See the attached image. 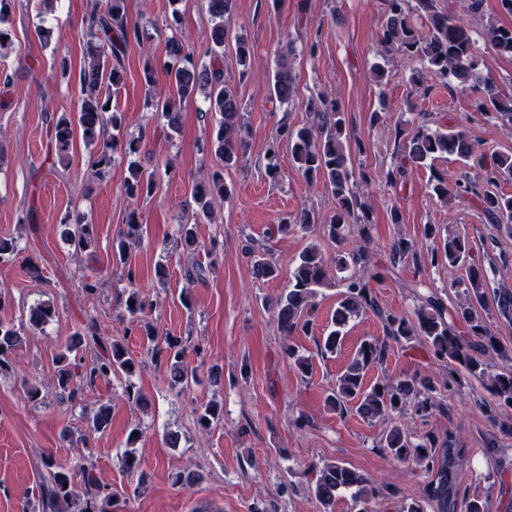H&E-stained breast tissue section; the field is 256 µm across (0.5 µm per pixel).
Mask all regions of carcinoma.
<instances>
[{"label":"carcinoma","instance_id":"1","mask_svg":"<svg viewBox=\"0 0 512 512\" xmlns=\"http://www.w3.org/2000/svg\"><path fill=\"white\" fill-rule=\"evenodd\" d=\"M212 25L208 35L210 64L197 59L194 52L180 39L171 37L166 43V60L163 69L168 78L169 91L165 96L148 94V105L167 120L170 127L179 124L181 104L198 94L205 95L208 111L215 114L212 123L213 136L204 147L214 156L219 168L206 170L195 183L193 201L198 215H212V201L216 197L230 198L232 189L224 182V170L235 167L246 147L247 126L236 89L224 79L222 67L224 45L229 42V19L234 0H204ZM11 0H0V47L10 44L9 21ZM383 41L411 60H418L427 72L448 82L452 77L461 84L481 85V97L476 102L479 112H489L495 118L512 127V98H505L497 91L493 79L481 71L482 56L475 47V40L466 18L437 10L435 0H387V10L382 26ZM236 64L239 73L246 74L252 63V47L242 36L234 38ZM150 42L143 28L128 24L125 0H105L103 9L92 11L87 21L84 66L79 75L80 99L77 115L60 117L51 134L56 161L66 167L70 164L76 139L95 150L89 155L90 168L96 178L107 177L114 153L121 151L132 155L140 152V138L120 140L117 135L107 137V129L120 130L124 122L123 112L112 104V94L124 84L122 59L130 44L141 48L144 56L142 74L144 85L152 89L156 83V63L145 44ZM484 45L489 52L512 56V26L489 22L484 30ZM273 96L280 104L288 103L296 93L295 82L286 62H281L273 75ZM307 110L310 121L302 127L283 124L278 140L269 148L268 174L279 177L276 153L280 142L290 150L292 163L308 182L321 180L336 202V210L323 218L310 210H302L274 227L283 234L299 227L306 229L321 224L329 238L344 239L349 224L359 226L364 234L370 219L365 205L355 191L356 181L365 184L383 183L395 188L404 177L405 165L426 167L436 158L455 157L466 159L475 153V145L464 130L431 129L426 125L412 128L398 126L395 136L403 139V150L397 164L381 173L356 171L344 142L348 141L343 109L334 98L323 95L312 97ZM503 177L512 178V152L497 153L491 157L484 170L483 180L493 185ZM433 192L442 201L463 197L466 193L476 196L482 210L493 224H512V195L484 189L475 191L469 175L453 183L441 174H431ZM157 184L153 175L144 173L133 165L125 180L126 194L131 198L150 197ZM62 234L77 251L90 248L96 237L95 225L82 215L66 211L58 219ZM141 224L138 214H128L127 231L112 245V257L116 265L126 268L129 257V241L139 239ZM423 236L437 242L430 252V263L456 266L469 264L467 282L464 283V302L457 316L468 324L469 335L474 341L457 336L453 322L446 316V308L437 294L422 298L415 317L409 319L383 310L377 303L371 282L383 280L392 274L387 267L369 265L361 247L340 251L328 258L319 248L310 246L299 256V261L288 277V288L275 303L278 326L288 336L299 330L307 332L309 312L315 307L318 288L326 285L333 270L341 272L350 265L363 266L362 273L339 280L341 287L330 330L322 337L319 349L323 355H334L341 350L345 340V328L360 312L369 310L385 324L387 336L398 341H416L426 346L435 358L448 363V377L456 381L464 376L480 378L487 382V389L504 405L512 404V372L491 375L487 363L480 359L486 353L502 354L496 337L491 333L479 311L488 293L497 297L499 316L512 322V291L494 286L486 269L471 261L468 239L459 232L428 224ZM417 256L416 242L399 238L393 244V258ZM252 274L261 279H274L279 270L263 257L254 253ZM147 300L139 289L131 288L126 299V310L131 315L143 312ZM57 314L52 302H42L30 309L29 322L40 325L50 322ZM23 325L0 320V372L10 367L11 355L21 345ZM167 349V364L172 381L187 388L196 382L197 375L184 364V348L168 336L163 339ZM101 345L96 325L75 332L61 347L57 355V367L53 385L62 400L73 401L80 386H88L99 378H108L122 372L131 375L136 363L127 350L118 343H111L105 352L95 355L88 363H82V351ZM387 355V343L377 338H366L356 348L352 359L338 376L336 389L327 397L328 405L338 414L351 411L366 421L386 420L397 417L406 409L424 417L437 407L434 386L426 378L416 375L403 376L367 383L370 371L381 365ZM196 424L203 433L223 416L222 407L206 402L195 409ZM380 447L400 461H413L425 468L430 480L425 488V498L407 505L403 512H457L459 503L465 500L459 482V467L466 449L458 447L451 437L439 439L429 436L416 443L398 425L383 431ZM46 470L43 483V504L49 512H108L112 507V492L93 478V468L84 470V484L88 486L83 498L77 491L67 464L47 455L43 459ZM312 491L316 500L329 510L336 496L351 491L355 499L364 504L376 498L377 489L360 471L343 463L333 462L315 470Z\"/></svg>","mask_w":512,"mask_h":512}]
</instances>
